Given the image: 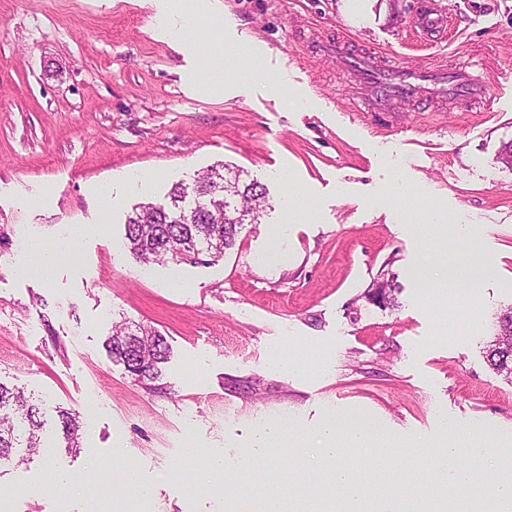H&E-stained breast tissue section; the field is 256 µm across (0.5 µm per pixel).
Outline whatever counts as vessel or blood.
Wrapping results in <instances>:
<instances>
[{
    "label": "vessel or blood",
    "instance_id": "1",
    "mask_svg": "<svg viewBox=\"0 0 512 512\" xmlns=\"http://www.w3.org/2000/svg\"><path fill=\"white\" fill-rule=\"evenodd\" d=\"M447 27L448 21L444 15L423 10L411 29L412 37L425 43L444 33ZM322 50L326 56L356 65L360 86L368 87L371 93L364 106L368 112L391 111L393 103L427 97L435 87L439 88L442 96L452 100L472 102L482 97L481 86L461 67L451 72L437 67H404L396 70L391 62L384 60L374 50H351L341 38L325 43Z\"/></svg>",
    "mask_w": 512,
    "mask_h": 512
}]
</instances>
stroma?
Here are the masks:
<instances>
[{
  "label": "stroma",
  "instance_id": "stroma-1",
  "mask_svg": "<svg viewBox=\"0 0 512 512\" xmlns=\"http://www.w3.org/2000/svg\"><path fill=\"white\" fill-rule=\"evenodd\" d=\"M159 2L0 0V381L40 399L47 438L0 468V512H224L202 475L215 448L251 460L225 476V494L313 488L332 410L373 435L352 451L361 482L412 512H428L447 480L431 464L443 420L475 434L458 462L485 475L464 491L480 504L512 462V378L486 359L512 306V168L500 156L512 142V0H357L353 13L346 0H211L212 25L183 43L157 29ZM423 4L448 27L412 50ZM338 31L412 67H467L492 104L353 111L354 77L315 50ZM252 45L253 83L195 91L198 73L233 84L214 58ZM220 163L267 198L223 259L146 270L122 250L133 204ZM390 168L402 189L384 183ZM139 171L153 176L143 194L129 182ZM293 185L307 213L286 206ZM439 207L448 222L435 234ZM70 225L87 230L75 259L49 281L18 275L25 237ZM419 272L480 281L467 298H440ZM381 274L395 307L366 297ZM122 320L166 336L161 389L109 359L103 343ZM274 351L298 374L272 371ZM63 409L83 420L79 451L58 426ZM281 421L274 458L259 436ZM130 470L151 498L133 496Z\"/></svg>",
  "mask_w": 512,
  "mask_h": 512
}]
</instances>
